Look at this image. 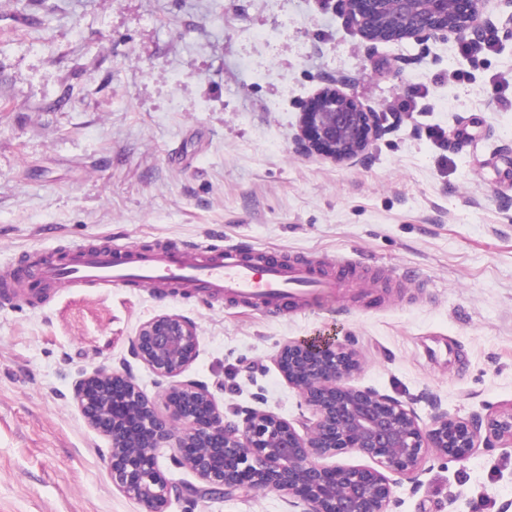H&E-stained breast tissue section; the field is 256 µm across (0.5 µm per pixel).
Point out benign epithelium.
Returning a JSON list of instances; mask_svg holds the SVG:
<instances>
[{
    "label": "benign epithelium",
    "mask_w": 512,
    "mask_h": 512,
    "mask_svg": "<svg viewBox=\"0 0 512 512\" xmlns=\"http://www.w3.org/2000/svg\"><path fill=\"white\" fill-rule=\"evenodd\" d=\"M345 0L348 24L367 42L468 40L496 27L512 29V0ZM387 118L364 108L331 82L302 107L298 145L334 161L360 158L389 130ZM196 323L179 314L144 322L118 369L98 367L72 383V400L88 426L109 442L113 484L146 512H167L171 497L193 503L201 496L226 501L257 491L286 496L288 512H391L393 488L423 486L434 454L458 461L512 448V403L468 418L438 412L423 423L414 402L374 387L348 383L358 371L356 351L333 337L290 341L275 361L297 388L308 414L294 421L257 408L224 416L209 386L184 377L198 354ZM158 378L156 399L136 383L131 362ZM198 483L170 481L161 450ZM352 453L366 465L331 463Z\"/></svg>",
    "instance_id": "1"
}]
</instances>
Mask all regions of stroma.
<instances>
[{
    "label": "stroma",
    "mask_w": 512,
    "mask_h": 512,
    "mask_svg": "<svg viewBox=\"0 0 512 512\" xmlns=\"http://www.w3.org/2000/svg\"><path fill=\"white\" fill-rule=\"evenodd\" d=\"M364 41L343 0H0V270L81 243L242 244L352 255L382 286L341 311L135 288L0 302V512H144L112 483L107 440L73 405L79 372L119 367L153 316L192 319L190 377L225 413L288 420L299 392L273 358L334 336L351 379L468 417L512 402V36ZM398 116L362 159L300 153L301 108L326 80ZM396 512H502L512 449L433 457ZM282 494L172 500L168 512H287Z\"/></svg>",
    "instance_id": "35a3bbf8"
}]
</instances>
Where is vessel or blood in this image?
<instances>
[{"instance_id": "obj_1", "label": "vessel or blood", "mask_w": 512, "mask_h": 512, "mask_svg": "<svg viewBox=\"0 0 512 512\" xmlns=\"http://www.w3.org/2000/svg\"><path fill=\"white\" fill-rule=\"evenodd\" d=\"M34 263L35 272H17L0 299L26 300L51 288H187L211 299L260 304L275 314L284 306L330 307L345 272L358 266L346 255L286 259L238 246L194 244L150 251L133 245H85L64 256L39 255Z\"/></svg>"}]
</instances>
